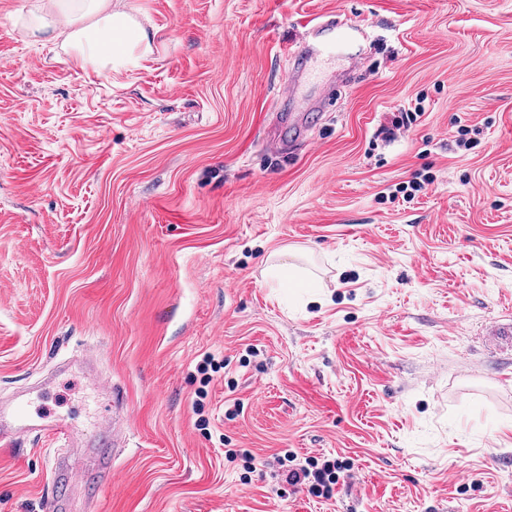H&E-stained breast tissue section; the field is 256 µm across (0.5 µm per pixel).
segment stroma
Instances as JSON below:
<instances>
[{
	"instance_id": "1",
	"label": "stroma",
	"mask_w": 512,
	"mask_h": 512,
	"mask_svg": "<svg viewBox=\"0 0 512 512\" xmlns=\"http://www.w3.org/2000/svg\"><path fill=\"white\" fill-rule=\"evenodd\" d=\"M29 2L0 0V398L79 441L0 443V512H512V0H118L153 51L99 73ZM332 17L364 59L284 111ZM84 349L93 383L56 368ZM311 457L349 465L332 498L285 482Z\"/></svg>"
}]
</instances>
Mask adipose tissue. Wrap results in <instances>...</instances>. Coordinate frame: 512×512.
Segmentation results:
<instances>
[{
	"mask_svg": "<svg viewBox=\"0 0 512 512\" xmlns=\"http://www.w3.org/2000/svg\"><path fill=\"white\" fill-rule=\"evenodd\" d=\"M22 24L34 41L61 40L70 60L97 71L152 52L148 33L112 0H33Z\"/></svg>",
	"mask_w": 512,
	"mask_h": 512,
	"instance_id": "adipose-tissue-1",
	"label": "adipose tissue"
}]
</instances>
